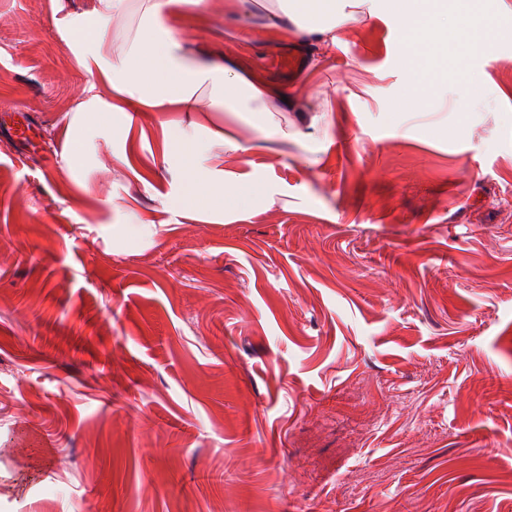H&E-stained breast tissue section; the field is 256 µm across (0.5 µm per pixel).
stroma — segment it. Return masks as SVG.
<instances>
[{
  "label": "stroma",
  "mask_w": 512,
  "mask_h": 512,
  "mask_svg": "<svg viewBox=\"0 0 512 512\" xmlns=\"http://www.w3.org/2000/svg\"><path fill=\"white\" fill-rule=\"evenodd\" d=\"M91 2L0 0V512H512V0L429 64L387 0L329 48L264 0L185 13L330 110L279 113L282 156L241 114L148 112L71 170ZM164 120L242 131L200 163L274 205L184 217Z\"/></svg>",
  "instance_id": "1"
}]
</instances>
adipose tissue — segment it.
Here are the masks:
<instances>
[{"label": "adipose tissue", "instance_id": "adipose-tissue-1", "mask_svg": "<svg viewBox=\"0 0 512 512\" xmlns=\"http://www.w3.org/2000/svg\"><path fill=\"white\" fill-rule=\"evenodd\" d=\"M216 6V0H93V15L101 21L111 18L112 24L93 29L90 49L82 57L95 82L68 124L74 149L67 165L82 161L83 142L111 129L116 115L122 117L126 132L142 112H246L254 126H276L277 113L287 108L281 89L256 86L233 64L218 60L216 53L202 61L189 48L179 17ZM373 7L374 0H270L268 5L274 24L288 22L293 30L326 46L335 44L336 29ZM388 11L397 27L419 30L418 39L408 46L416 57L447 40L449 25L474 38L489 24L487 16L468 4L457 16H449L447 0H389ZM136 12L141 20L134 26L129 18ZM162 136L165 159L184 169L187 188L179 205L188 217L247 208L259 199L273 203V196L259 184L201 171L194 162L200 152L194 134L166 126Z\"/></svg>", "mask_w": 512, "mask_h": 512}]
</instances>
